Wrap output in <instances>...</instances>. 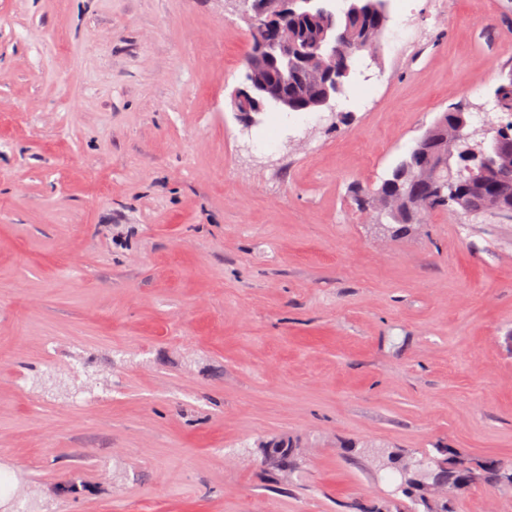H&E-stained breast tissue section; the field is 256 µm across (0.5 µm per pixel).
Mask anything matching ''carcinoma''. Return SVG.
I'll list each match as a JSON object with an SVG mask.
<instances>
[{"mask_svg": "<svg viewBox=\"0 0 512 512\" xmlns=\"http://www.w3.org/2000/svg\"><path fill=\"white\" fill-rule=\"evenodd\" d=\"M389 20L388 0H346L345 7L338 11L330 0H320V5L304 3L296 6V13L288 16L283 26L288 30V43L293 45L303 58L297 64L283 70L280 64H268L255 60L245 74L260 76L267 82L270 96L288 94V112H316L322 103L337 100L344 95L362 53H376ZM499 111L509 117L505 122L484 125L485 134L502 138L510 146L496 156H488L487 162L480 159L467 160L457 153H449L454 141L468 134L460 127L462 106H453L445 111L448 120L434 121L430 126L428 141H417L408 154L390 171L380 187L370 194L360 195L356 202L367 211L377 202L392 200L397 187L413 183L416 190L428 197V208L421 206L410 210L396 220L398 224H419L427 209L448 211L472 195V190L460 185L445 189L441 201L431 197L435 187L431 173L438 157L448 155V164L458 169L485 166L494 174L478 189L483 199L480 213L496 214L500 200L512 197V70L501 76L494 91Z\"/></svg>", "mask_w": 512, "mask_h": 512, "instance_id": "1", "label": "carcinoma"}]
</instances>
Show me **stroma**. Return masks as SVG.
Masks as SVG:
<instances>
[{
	"label": "stroma",
	"mask_w": 512,
	"mask_h": 512,
	"mask_svg": "<svg viewBox=\"0 0 512 512\" xmlns=\"http://www.w3.org/2000/svg\"><path fill=\"white\" fill-rule=\"evenodd\" d=\"M389 14L343 119L247 128L243 0H0V512H409L371 449L512 464V222L354 203L496 118L512 0ZM233 111L236 112L239 120L244 124H251L256 121L254 114L261 111V105L253 97L251 91L245 87H236L231 93ZM288 440H274L263 445L262 464L276 466L281 469L288 468Z\"/></svg>",
	"instance_id": "obj_1"
}]
</instances>
